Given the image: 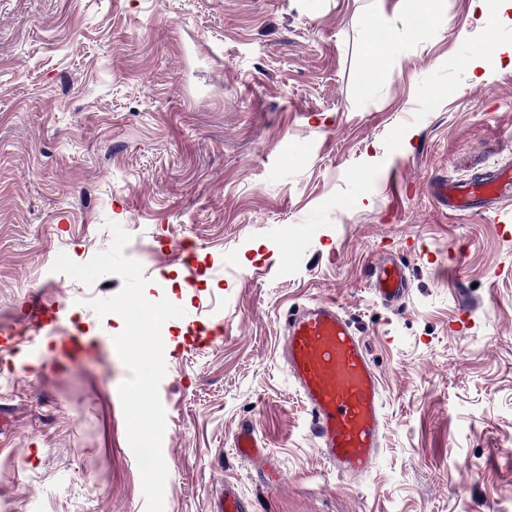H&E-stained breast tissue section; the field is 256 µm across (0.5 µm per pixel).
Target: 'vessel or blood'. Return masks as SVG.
<instances>
[{
  "instance_id": "obj_1",
  "label": "vessel or blood",
  "mask_w": 512,
  "mask_h": 512,
  "mask_svg": "<svg viewBox=\"0 0 512 512\" xmlns=\"http://www.w3.org/2000/svg\"><path fill=\"white\" fill-rule=\"evenodd\" d=\"M434 193L450 211H467L482 203L501 213L512 201V171L495 169L469 182L445 180ZM371 288L393 306L405 297L400 268L387 260L374 267ZM284 358L288 374L311 414V431L322 458L336 471L358 478L373 467L384 437L380 379L366 346L339 305L319 301L298 307L286 319ZM236 446L243 457L261 458L252 427H241Z\"/></svg>"
}]
</instances>
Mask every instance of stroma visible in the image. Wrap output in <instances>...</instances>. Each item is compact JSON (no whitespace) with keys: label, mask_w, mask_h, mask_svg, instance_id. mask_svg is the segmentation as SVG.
<instances>
[{"label":"stroma","mask_w":512,"mask_h":512,"mask_svg":"<svg viewBox=\"0 0 512 512\" xmlns=\"http://www.w3.org/2000/svg\"><path fill=\"white\" fill-rule=\"evenodd\" d=\"M444 0H0V512H145L119 357L55 353L58 327L115 336L54 277L129 234L164 323V512H512V210L451 214L432 182L512 164V10ZM400 31L380 56L364 16ZM408 294L367 284L381 257ZM335 301L381 377L379 457L352 481L322 460L282 356L285 317ZM252 426L266 465L233 447ZM474 7L480 12V20L493 24L506 10L512 9L511 0H472ZM494 3L495 8L491 9L490 4Z\"/></svg>","instance_id":"obj_1"}]
</instances>
